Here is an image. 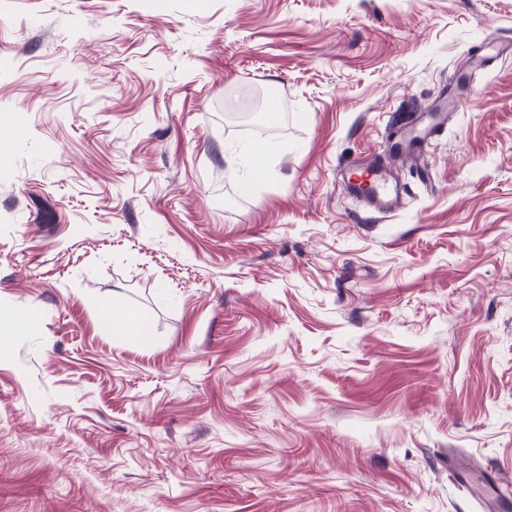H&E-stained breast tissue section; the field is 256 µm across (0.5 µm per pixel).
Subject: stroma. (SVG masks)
Segmentation results:
<instances>
[{"mask_svg":"<svg viewBox=\"0 0 512 512\" xmlns=\"http://www.w3.org/2000/svg\"><path fill=\"white\" fill-rule=\"evenodd\" d=\"M508 42L512 0H0V512H482L453 457L512 492ZM464 75L405 209L342 190ZM144 321L145 319L140 317L131 316L118 302H113L112 309L102 317L104 326L112 330V335L135 336L146 342L151 336V331Z\"/></svg>","mask_w":512,"mask_h":512,"instance_id":"1","label":"stroma"}]
</instances>
